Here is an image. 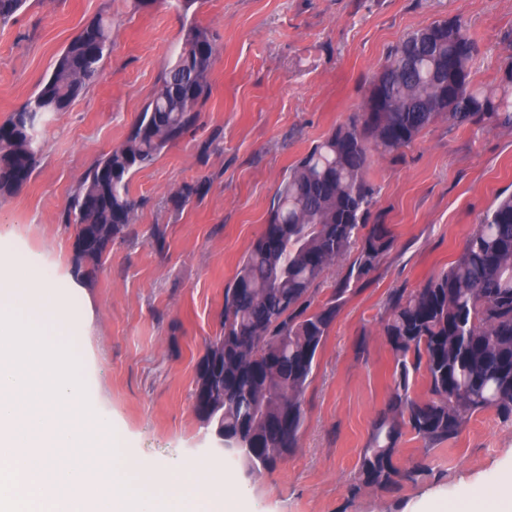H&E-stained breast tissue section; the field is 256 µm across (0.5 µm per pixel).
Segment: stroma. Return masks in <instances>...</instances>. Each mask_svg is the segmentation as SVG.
Here are the masks:
<instances>
[{
  "mask_svg": "<svg viewBox=\"0 0 512 512\" xmlns=\"http://www.w3.org/2000/svg\"><path fill=\"white\" fill-rule=\"evenodd\" d=\"M195 20L219 48L198 126L138 173L128 234L71 302L89 327L82 357L100 410L145 458H214L192 403L205 342L221 332L224 287L262 233L277 188L315 144L358 112L390 48L407 33L455 19L476 38L474 79L496 87L512 56V0H197ZM112 21L100 77L69 111L41 122L31 180L0 196V232L73 274L71 195L99 157L120 145L181 47L176 0H27L0 25V121L47 78L90 21ZM392 248L354 284L316 356L298 445L268 471L240 475L248 512H424L512 477V420L475 414L458 438L426 449L413 433L396 463L426 461L430 477L391 492L356 489L359 459L391 392L384 336L390 298L448 269L497 194L512 192V129L439 119L401 156L376 154L367 174ZM205 181L179 204L173 191ZM162 230L157 248L154 230Z\"/></svg>",
  "mask_w": 512,
  "mask_h": 512,
  "instance_id": "obj_1",
  "label": "stroma"
}]
</instances>
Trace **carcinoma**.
Listing matches in <instances>:
<instances>
[{
    "label": "carcinoma",
    "mask_w": 512,
    "mask_h": 512,
    "mask_svg": "<svg viewBox=\"0 0 512 512\" xmlns=\"http://www.w3.org/2000/svg\"><path fill=\"white\" fill-rule=\"evenodd\" d=\"M25 3L0 0V23ZM111 46L112 23H89L39 89L0 123V195L29 182L40 159L30 130L44 114L67 111L99 78ZM215 51L208 28L187 24L176 59L123 144L104 153L75 190L66 222L77 237L88 226L96 233L92 246L74 252L76 271L95 272L128 234L138 209L131 179L199 121ZM478 54L457 20L408 33L389 50L359 111L283 178L262 234L224 288L222 335L208 343L193 390L197 416L224 436L247 473L274 468L297 447L303 395L342 299L392 247L388 227L370 223L372 152H399L439 118L512 128V75L495 89L476 84ZM358 241L342 280L314 305L313 286ZM384 335L394 356L391 393L372 425L359 481L389 491L430 472L422 462L407 471L395 465L404 431L434 447L456 438L482 411L512 418V193L497 196L448 269L392 299ZM420 370L424 399L410 395V375Z\"/></svg>",
    "instance_id": "cac0c4a2"
}]
</instances>
